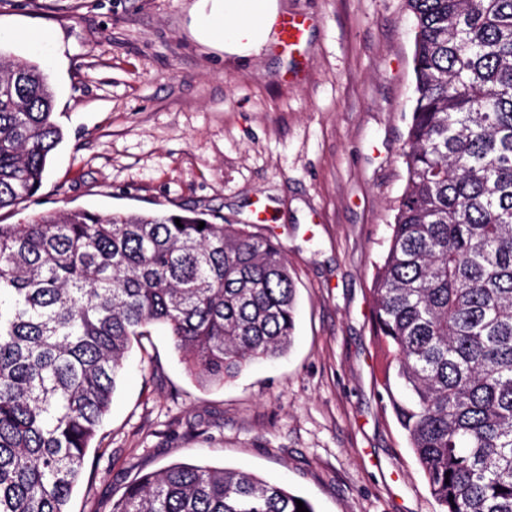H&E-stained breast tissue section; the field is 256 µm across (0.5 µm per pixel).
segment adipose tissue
<instances>
[{
	"mask_svg": "<svg viewBox=\"0 0 512 512\" xmlns=\"http://www.w3.org/2000/svg\"><path fill=\"white\" fill-rule=\"evenodd\" d=\"M275 0H212L196 26L202 39L225 52L248 55L259 50L270 34Z\"/></svg>",
	"mask_w": 512,
	"mask_h": 512,
	"instance_id": "adipose-tissue-1",
	"label": "adipose tissue"
}]
</instances>
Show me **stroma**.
Listing matches in <instances>:
<instances>
[{
  "label": "stroma",
  "instance_id": "stroma-1",
  "mask_svg": "<svg viewBox=\"0 0 512 512\" xmlns=\"http://www.w3.org/2000/svg\"><path fill=\"white\" fill-rule=\"evenodd\" d=\"M204 0H0V57L45 68L64 138L25 208L193 210L274 236L296 274L291 348L224 386L188 375L164 330L135 342L69 512H112L177 462L243 470L316 512H435L379 398L375 267L406 183L415 73L407 0H276L300 47L204 42ZM47 28L34 45L18 31ZM306 29L304 19L290 17L283 19L280 24V38L288 47L299 45L303 39Z\"/></svg>",
  "mask_w": 512,
  "mask_h": 512
}]
</instances>
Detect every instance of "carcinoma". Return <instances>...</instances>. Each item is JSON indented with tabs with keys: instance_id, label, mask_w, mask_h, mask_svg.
Returning a JSON list of instances; mask_svg holds the SVG:
<instances>
[{
	"instance_id": "carcinoma-1",
	"label": "carcinoma",
	"mask_w": 512,
	"mask_h": 512,
	"mask_svg": "<svg viewBox=\"0 0 512 512\" xmlns=\"http://www.w3.org/2000/svg\"><path fill=\"white\" fill-rule=\"evenodd\" d=\"M408 3L406 187L372 288L379 387L437 512H512V0ZM53 106L38 66L0 62V209L41 187L63 141ZM296 307L280 246L249 224L83 209L0 224V512H68L149 327L222 385L287 351ZM298 499L315 512L254 474L176 463L112 512H297Z\"/></svg>"
}]
</instances>
